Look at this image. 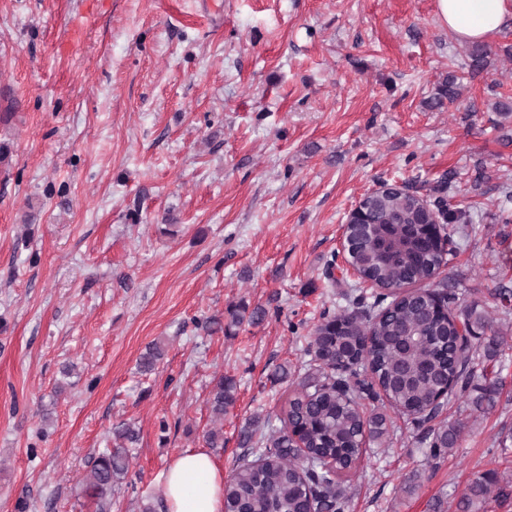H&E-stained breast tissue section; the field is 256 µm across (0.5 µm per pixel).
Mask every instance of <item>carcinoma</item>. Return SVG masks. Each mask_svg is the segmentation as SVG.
<instances>
[{
	"instance_id": "obj_1",
	"label": "carcinoma",
	"mask_w": 512,
	"mask_h": 512,
	"mask_svg": "<svg viewBox=\"0 0 512 512\" xmlns=\"http://www.w3.org/2000/svg\"><path fill=\"white\" fill-rule=\"evenodd\" d=\"M458 77L439 85L429 106L440 108L457 96ZM367 223L348 229L352 239L348 263L359 280L377 292L353 298L358 310L323 311L312 330L307 350L310 360L302 389L288 397L281 426L265 420L248 421L240 441L252 461L243 460L224 482V512H345L350 500V478L358 469L366 444L394 431L382 412L365 413L360 400L382 396L399 414L421 429L434 460L457 446L464 423L436 421L434 402L448 397L472 400L477 408L494 406L499 382L489 370L500 351L498 336H506L512 314V291L498 287L496 318L478 300L459 297L448 282L434 283L447 253L438 238L424 235L432 220L452 241L449 225L465 217L445 197L430 203L405 187L361 199ZM446 303L448 313L434 310ZM229 322L210 317L205 328L227 332L247 323L262 322L266 310L242 304L229 309ZM493 335L486 344L480 340ZM163 356L160 345L150 346L140 368L150 371ZM236 383L218 377L207 403L213 417L224 418L236 402ZM300 434L305 452L296 450ZM113 447L92 458L82 492L97 512H111L112 495L130 469L129 448L139 441L127 422L112 427ZM512 496V478L487 472L473 478L455 504V512H487V505Z\"/></svg>"
}]
</instances>
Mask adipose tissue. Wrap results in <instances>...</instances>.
Returning a JSON list of instances; mask_svg holds the SVG:
<instances>
[{
  "mask_svg": "<svg viewBox=\"0 0 512 512\" xmlns=\"http://www.w3.org/2000/svg\"><path fill=\"white\" fill-rule=\"evenodd\" d=\"M438 16L462 41L486 42L512 17V0H437ZM168 512H224V472L202 449L186 450L161 474Z\"/></svg>",
  "mask_w": 512,
  "mask_h": 512,
  "instance_id": "1",
  "label": "adipose tissue"
}]
</instances>
